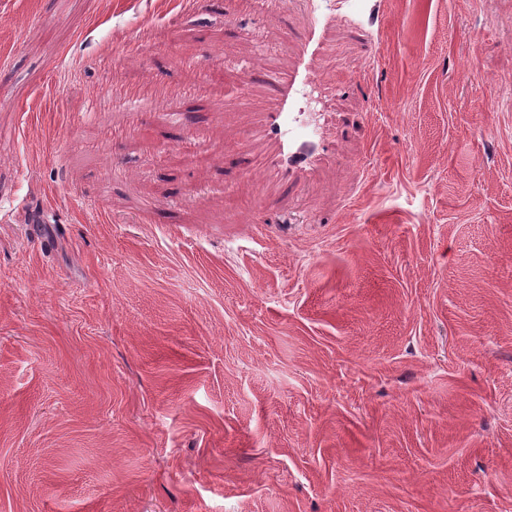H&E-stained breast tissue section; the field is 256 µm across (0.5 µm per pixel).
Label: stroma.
<instances>
[{"mask_svg":"<svg viewBox=\"0 0 512 512\" xmlns=\"http://www.w3.org/2000/svg\"><path fill=\"white\" fill-rule=\"evenodd\" d=\"M1 85L0 512H512V0H0Z\"/></svg>","mask_w":512,"mask_h":512,"instance_id":"obj_1","label":"stroma"}]
</instances>
